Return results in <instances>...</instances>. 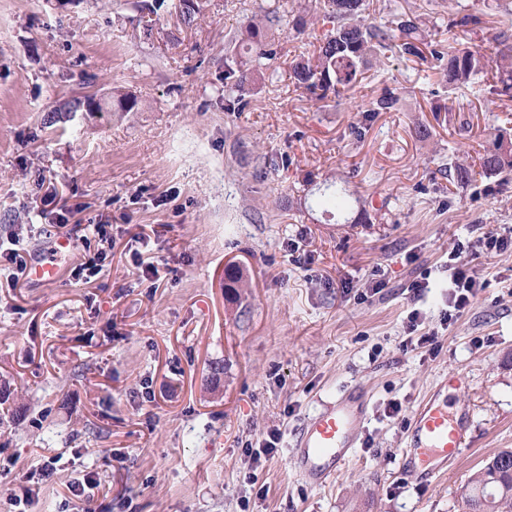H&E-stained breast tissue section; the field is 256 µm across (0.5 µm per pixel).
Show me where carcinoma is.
<instances>
[{
  "label": "carcinoma",
  "instance_id": "cac0c4a2",
  "mask_svg": "<svg viewBox=\"0 0 512 512\" xmlns=\"http://www.w3.org/2000/svg\"><path fill=\"white\" fill-rule=\"evenodd\" d=\"M132 8L142 15L160 16L174 8L181 23L190 26L200 16L202 0H132ZM370 0H322L323 20L331 24L319 45L312 53L302 51L289 64V78L298 86L324 100L329 94L339 95L344 89L357 86L362 71L371 58L397 49L400 57L408 60L421 58L424 50H430L448 81L451 93L460 96L479 97L485 93L512 97V3L500 5L499 27L494 33V55L488 56L478 49L463 45L456 30H466L480 20L470 14L448 21V44L431 45L416 37L418 16L402 13L389 25H376L368 21ZM240 42L256 57L274 55L268 29L252 20L240 31ZM245 62L235 57L224 61V87L231 95L224 98V111L234 112L243 106L240 91L247 74ZM494 71L497 82L487 84V70ZM399 104V98L390 94L371 102L368 112H389ZM481 172L464 164L453 167V178L463 186H471L476 177L488 179L504 172H512V142L496 140L494 148L481 157ZM357 199L345 186L330 185L316 197V204L323 213L334 218L347 215ZM471 492L465 496V512H482L484 503L480 497L494 494L491 512H512V452L505 449L494 454L472 475Z\"/></svg>",
  "mask_w": 512,
  "mask_h": 512
}]
</instances>
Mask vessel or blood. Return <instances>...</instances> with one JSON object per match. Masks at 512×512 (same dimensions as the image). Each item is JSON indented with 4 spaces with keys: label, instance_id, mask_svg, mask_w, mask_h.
Instances as JSON below:
<instances>
[{
    "label": "vessel or blood",
    "instance_id": "b4317fda",
    "mask_svg": "<svg viewBox=\"0 0 512 512\" xmlns=\"http://www.w3.org/2000/svg\"><path fill=\"white\" fill-rule=\"evenodd\" d=\"M72 248L70 239L55 240L49 252L30 264L31 282L55 283L60 273L58 259ZM369 403L367 391H347L335 403L315 413L301 428L291 455L299 476L308 484L324 486L353 455ZM409 430L410 442L402 455V469L413 481L424 484L432 476L431 465L444 466L455 460L467 427L461 410H448L429 398L414 412Z\"/></svg>",
    "mask_w": 512,
    "mask_h": 512
}]
</instances>
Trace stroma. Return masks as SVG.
I'll return each mask as SVG.
<instances>
[{
  "label": "stroma",
  "instance_id": "obj_1",
  "mask_svg": "<svg viewBox=\"0 0 512 512\" xmlns=\"http://www.w3.org/2000/svg\"><path fill=\"white\" fill-rule=\"evenodd\" d=\"M263 8L280 16L276 55L249 71L246 106L225 111L224 61L247 54L232 36ZM462 9L482 19L467 45L489 48L490 0H436L421 39L447 38ZM145 23L124 0H0V249L17 241L35 258L55 237L74 243L54 284L8 288L0 270V388L18 411L0 417V512H84L65 485L88 473L110 486L95 512H465L472 472L512 448V252L476 243L512 228V173L466 189L448 166L512 139V98L449 99L436 60L392 57L315 101L288 64L322 35L317 0H205L192 26L167 13L147 37ZM118 90L137 111L63 109ZM389 93L401 110L364 116ZM42 178L65 226L39 215ZM338 179L362 201L355 222L310 205ZM96 213L111 219L112 263L78 281ZM457 247L486 286L444 329ZM231 267L243 275L234 294ZM413 310L438 328L435 354L404 347ZM452 373L465 390L445 389ZM354 387L371 396L355 453L311 488L290 450L309 416ZM436 391L469 427L459 459L420 487L400 451ZM273 430V455L251 461L247 447ZM46 451L58 457L48 477Z\"/></svg>",
  "mask_w": 512,
  "mask_h": 512
}]
</instances>
